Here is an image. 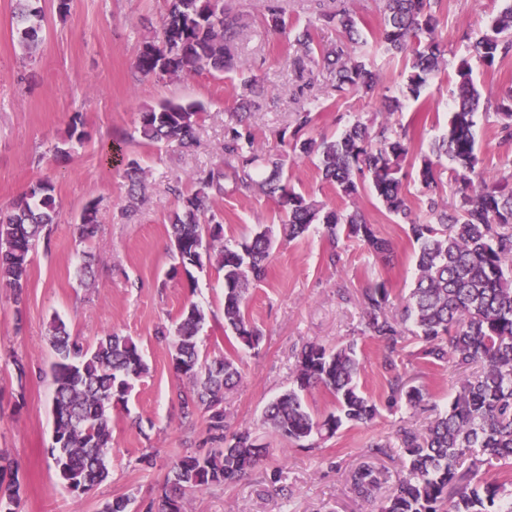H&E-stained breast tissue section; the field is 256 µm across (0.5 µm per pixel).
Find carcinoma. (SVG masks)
Segmentation results:
<instances>
[{
    "label": "carcinoma",
    "instance_id": "carcinoma-1",
    "mask_svg": "<svg viewBox=\"0 0 512 512\" xmlns=\"http://www.w3.org/2000/svg\"><path fill=\"white\" fill-rule=\"evenodd\" d=\"M20 45L30 51L39 41L42 8L39 0H15ZM160 32L144 39L134 67L143 76L174 79L203 70L222 72L236 67V41L246 27L241 13H231L224 0H166ZM441 0H382L384 27L375 38V53L405 59V81L400 97L424 109L421 99L427 84L445 71L446 48L438 31ZM491 20L489 30L470 44L486 65L512 55V0ZM335 23L339 39L319 44L313 25L299 28L286 22L282 11L267 6V25L293 38L300 54L296 67L311 64L325 85L342 98L374 95L378 78L372 56L363 52L368 33L356 13L344 9L324 14ZM457 93L447 131L427 152L413 155L406 129L383 120L367 124L356 117L336 138L308 135L318 109L314 101L295 112L287 146L299 156L314 157L322 179L336 192L354 200L365 187L380 199L386 211L408 225L417 244V276L401 314L385 311L389 289L383 283L364 290L361 297L365 331L386 342V361L394 376L388 402L401 399L411 405L424 399L421 389L407 386L396 372L395 356L405 342L403 324L412 322L414 338L423 344L422 358L434 365L449 364L461 378L448 410L420 433L398 430L401 475L395 489L377 500L384 472L362 466L351 475L356 494L374 505L372 512H512V189L504 178H490L478 168L473 133L480 92L469 62L455 70ZM239 106L234 125L224 135V161L196 178L190 193L176 189L170 217L175 258L182 268L216 266L224 273V329L247 349L259 347L263 336L247 313V290L266 279L273 246L272 229L244 238L236 247L224 245V228L213 206L226 192L257 186L273 198L284 214L281 233L295 239L311 225L320 224L334 245L338 234L359 240L386 261L392 243L377 235L358 208L341 211L295 190L284 171V160L266 157L255 147L248 118L263 107V86L244 76L239 85ZM400 97L382 95L378 111L387 117L401 109ZM502 138L512 139V89L495 102ZM204 107L198 102L169 99L140 113L137 132L150 145L190 149ZM447 158L448 167L441 160ZM129 194L144 190V172L135 159L126 163ZM416 171L425 197L422 215L412 216L407 200L411 171ZM456 185V201L444 199V174ZM97 204L86 205L77 224L82 241L98 232ZM54 187L40 181L0 216V288L11 291L16 306L24 302L32 255L40 241L49 240L56 223ZM205 314L197 305L184 308L171 327L157 333L171 337L174 372L191 388L179 392L182 414L200 416L218 442L226 440L224 395L241 379L233 358L211 360L201 356L198 333ZM48 340L55 352L52 366L55 422L51 459L66 486L83 492L108 476V448L112 447V408L126 403L134 383L147 366L137 344L128 336L108 334L92 347L73 337L60 318L49 324ZM357 342L334 349L308 343L297 355L291 386L271 401L262 424L282 439L298 444L314 435L333 436L343 425H366L377 406L359 385ZM313 389L330 394L335 411L318 418L305 395ZM269 448L252 431L233 433L224 447L204 455H183L147 507V512H186V497L212 484L239 481L263 463ZM504 466L495 480L478 476V463ZM18 471L0 452V512H15L22 499Z\"/></svg>",
    "mask_w": 512,
    "mask_h": 512
}]
</instances>
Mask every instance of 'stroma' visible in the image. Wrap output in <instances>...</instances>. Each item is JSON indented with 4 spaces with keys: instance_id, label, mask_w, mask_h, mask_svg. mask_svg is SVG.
I'll list each match as a JSON object with an SVG mask.
<instances>
[{
    "instance_id": "stroma-1",
    "label": "stroma",
    "mask_w": 512,
    "mask_h": 512,
    "mask_svg": "<svg viewBox=\"0 0 512 512\" xmlns=\"http://www.w3.org/2000/svg\"><path fill=\"white\" fill-rule=\"evenodd\" d=\"M277 3L289 21H314L315 39L325 45L335 42L339 31L320 21V14L353 10L374 36L384 24L380 0ZM229 4L252 17L237 41V70H205L166 82L141 76L133 67L143 39L162 23L166 0H70L63 18L56 0H41L44 40L31 55L11 36L12 0H0V212L39 180L53 184L60 204L49 247H38L33 256L24 306L15 307L10 290L0 288V451L19 465L25 493L18 512H99L119 497L131 498L133 512H145L178 456L209 449L205 420L182 417L178 393L188 384L178 380L171 346L154 330L172 324L194 303L206 313L201 353L214 358L233 350L224 335L223 274L212 266L189 273L177 269L169 214L172 187L192 191L195 173L221 163L240 76L255 77L265 89L266 105L251 116L256 144L265 155L281 152L279 133L290 130L295 110L314 97L321 108L312 135L335 136L349 116L381 121L376 99L353 95L339 100L326 93L322 82L297 73L295 47L267 30L260 0ZM444 4L440 31L447 69L427 87L426 109L406 100L391 117L408 125L414 146L425 149L447 125L461 59H469L483 94L512 87V56L485 66L470 58L462 39L466 33L477 37L486 32L501 0ZM167 98L204 105L197 147L187 152L128 144L139 112ZM76 117L87 139L75 145L70 157L56 156L55 145L66 138ZM476 121L479 166L486 175L500 177L512 169V142L502 141L495 110H479ZM119 145L127 146L146 172L142 198L128 197L124 166L114 155ZM286 168L296 190L339 209L360 207L378 235L393 242L395 258L383 263L352 239L330 247L318 224L295 240L277 238L266 280L250 286L247 294L248 315L263 340L258 349L233 350L242 380L224 398L232 429L251 428L270 453L247 478L189 495L187 512H367L351 485L352 472L364 464L395 471L392 456L400 422L425 428L436 410L447 408L459 378L451 365L426 364L419 343L407 341L399 372L427 391L428 402L417 408L405 403L388 407L386 345L362 336L360 301L365 288L383 282L390 291L387 311L399 314L416 276L414 247L404 224L372 195L354 202L342 198L308 159L288 157ZM90 202L98 205L99 229L83 242L75 220ZM215 208L224 241L231 246L258 228L280 225L275 203L257 191L228 192ZM88 253L95 257L90 285L81 272ZM55 316L89 346L112 331L132 338L149 367L127 403L112 410L108 479L83 493L71 492L60 481L49 455L55 354L47 330ZM351 339L361 351V388L378 407L372 423L343 427L312 451L286 444L262 426L263 407L287 389L303 343L332 347ZM375 442L387 445V455L369 453Z\"/></svg>"
}]
</instances>
